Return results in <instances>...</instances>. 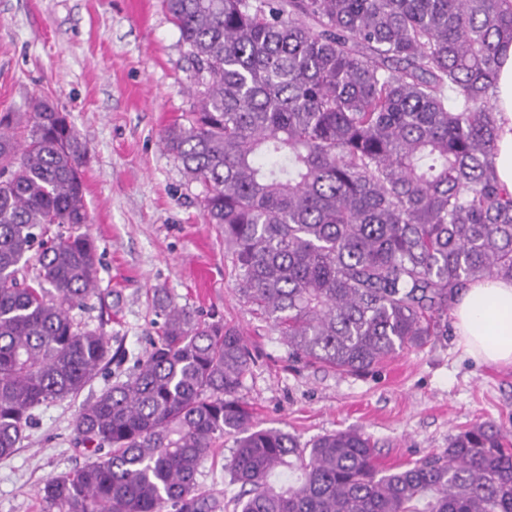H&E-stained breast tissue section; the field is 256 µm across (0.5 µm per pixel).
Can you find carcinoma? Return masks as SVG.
<instances>
[{
	"label": "carcinoma",
	"instance_id": "carcinoma-1",
	"mask_svg": "<svg viewBox=\"0 0 512 512\" xmlns=\"http://www.w3.org/2000/svg\"><path fill=\"white\" fill-rule=\"evenodd\" d=\"M164 5L195 87L164 146L205 189L239 296L292 357L365 372L448 335L469 284L512 281L494 96L512 0ZM86 159L47 98L23 121L0 114V459L36 409L112 361L106 336L69 313L99 292L97 247L73 233L89 221ZM156 303L158 341L74 417L97 459L46 480L42 512H216L197 475L226 435L240 512H512V434L474 425L395 470L358 430L303 448L252 424L237 327Z\"/></svg>",
	"mask_w": 512,
	"mask_h": 512
}]
</instances>
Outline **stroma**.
<instances>
[{
  "mask_svg": "<svg viewBox=\"0 0 512 512\" xmlns=\"http://www.w3.org/2000/svg\"><path fill=\"white\" fill-rule=\"evenodd\" d=\"M186 49L162 0H0V113L45 95L88 149L82 168L101 294L73 309L100 329L116 359L77 399L41 406L15 454L0 460V512H42L37 490L92 455L75 438L81 402L126 379L157 337L156 289L179 306L239 327L252 353L240 395L260 428L301 444L340 429L371 435L394 468L443 451L478 423L512 432V365L469 356L456 333L352 375L288 354L272 322L236 291L232 255L163 144L193 103ZM235 439L216 442L199 484L237 512L228 466Z\"/></svg>",
  "mask_w": 512,
  "mask_h": 512,
  "instance_id": "35a3bbf8",
  "label": "stroma"
}]
</instances>
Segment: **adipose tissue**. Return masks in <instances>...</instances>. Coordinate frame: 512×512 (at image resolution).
<instances>
[{"label":"adipose tissue","mask_w":512,"mask_h":512,"mask_svg":"<svg viewBox=\"0 0 512 512\" xmlns=\"http://www.w3.org/2000/svg\"><path fill=\"white\" fill-rule=\"evenodd\" d=\"M499 133L497 176L512 190V46L502 54L496 77ZM451 315L468 353L490 364L512 365V281L484 279L457 298Z\"/></svg>","instance_id":"ef3b65f1"}]
</instances>
